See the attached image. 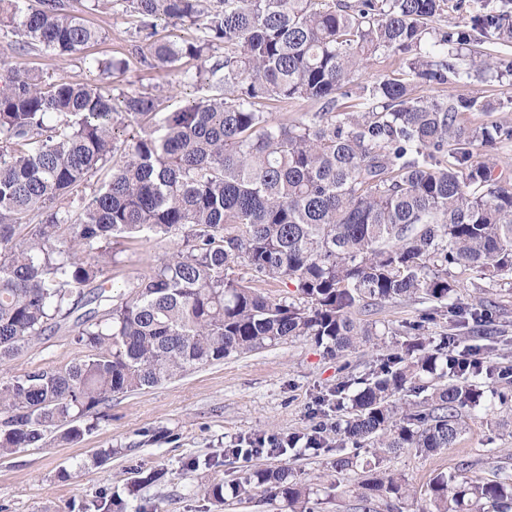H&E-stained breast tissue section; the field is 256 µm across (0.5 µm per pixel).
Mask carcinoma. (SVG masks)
Wrapping results in <instances>:
<instances>
[{
	"label": "carcinoma",
	"mask_w": 512,
	"mask_h": 512,
	"mask_svg": "<svg viewBox=\"0 0 512 512\" xmlns=\"http://www.w3.org/2000/svg\"><path fill=\"white\" fill-rule=\"evenodd\" d=\"M462 15L430 27L447 0H118L144 43L142 61L169 74L198 61L182 82L211 95L164 112L148 93L115 98L96 84L44 79L0 60V363L76 310L75 341L89 354L61 367L0 380V456L38 448L62 431L78 441L112 396L166 383L299 336L330 352L374 335L354 318L386 301L422 297L447 309L477 338L502 335L486 297L458 302L452 269L512 278V185L496 163L473 160L512 126L471 127L467 112H492L480 96L429 99L419 86L512 76V11ZM203 26L202 39L157 37L155 20ZM23 46L58 55L84 51L99 32L69 0H0V27ZM399 69L371 85L357 73L374 58ZM319 104L292 125L272 124V102ZM136 122L141 133H121ZM101 187L92 179L107 164ZM232 224L237 233L226 234ZM180 238L172 256L107 289L113 246L125 239ZM243 262L253 280L287 279L300 302L272 300L227 273ZM455 339L427 349L417 338L388 355L351 398L336 429L334 462L357 467L373 447L354 499L360 512L412 495L381 470L382 455L454 447L486 408L482 379L504 366L461 361ZM414 395L401 406L391 398ZM321 432L286 436L278 452L322 448ZM462 461L429 484L421 512H512V469L471 475ZM260 488L291 512H311V488L288 468L244 473L238 497Z\"/></svg>",
	"instance_id": "carcinoma-1"
}]
</instances>
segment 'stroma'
<instances>
[{
    "label": "stroma",
    "mask_w": 512,
    "mask_h": 512,
    "mask_svg": "<svg viewBox=\"0 0 512 512\" xmlns=\"http://www.w3.org/2000/svg\"><path fill=\"white\" fill-rule=\"evenodd\" d=\"M77 16L97 29L100 38L83 52L57 55L34 46L19 49L16 38L0 31V57L11 66L74 82H96L112 94L145 92L168 108L206 97V87H170L168 79L140 61V40L129 17L120 8H91L90 0H70ZM125 58L124 75L99 73L91 62ZM418 95L448 98L481 96L494 106L491 112L465 114L473 127L495 122L512 123V79L474 78L465 83L419 87ZM178 239H140L128 243L112 266V285L127 289L136 275L168 258ZM461 302L473 301L484 288L496 304V321L507 330L504 342L493 344L491 360L512 365V284L460 275ZM421 298L388 301L357 313L361 322L373 323L378 337L355 350L333 354L309 336L263 348L223 362L191 368L162 385L113 396L106 418L80 440L66 443L48 439L40 448H22L0 457V512H98L102 501L121 496L122 512H289L286 502L271 500L260 491L248 498L225 495L216 504L213 485L230 487L245 471L288 466L292 475L309 484L314 512H352L353 497L331 496L328 486H349L354 473L337 474L332 466L337 451L296 448L284 455L265 453L250 458L228 455V448L248 437L310 433L315 425L338 420L337 386L358 391V382L396 350L413 341L412 324L423 322V336L437 338L450 332L448 318ZM434 313V320L421 316ZM74 340L73 325L46 332L13 360L0 367V380L40 367L61 366L83 356ZM111 449L103 462L95 452ZM473 464L472 472L492 477L497 466H512V413L497 410L476 415L470 429L454 447L425 454L408 448L387 454L383 467L416 490L417 495L398 503V512H419L422 492L437 473L452 474L460 460ZM156 474L147 482L148 474Z\"/></svg>",
    "instance_id": "obj_1"
}]
</instances>
